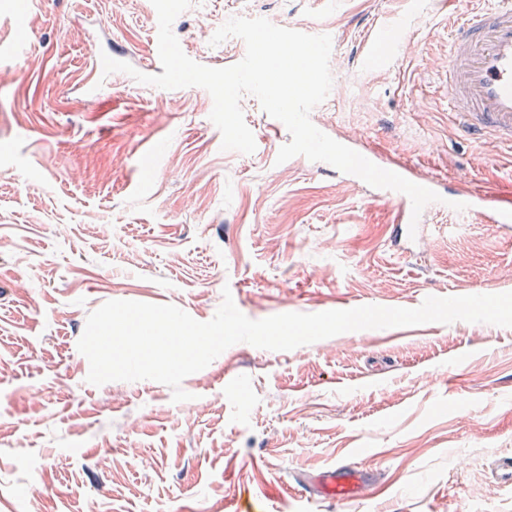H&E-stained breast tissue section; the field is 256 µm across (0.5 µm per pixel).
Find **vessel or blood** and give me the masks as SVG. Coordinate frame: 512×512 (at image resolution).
Instances as JSON below:
<instances>
[{"label":"vessel or blood","instance_id":"obj_1","mask_svg":"<svg viewBox=\"0 0 512 512\" xmlns=\"http://www.w3.org/2000/svg\"><path fill=\"white\" fill-rule=\"evenodd\" d=\"M448 110L463 133L495 137L512 148V0H496L493 8L470 17L453 13L448 17ZM365 158L377 166L395 172L418 185L437 189L432 177H415L405 164L385 160L373 150H364ZM375 201L397 205L394 240L405 242L406 253H413L419 239L410 238L412 213L410 199L403 193L374 188ZM445 200L466 204L468 213L483 215L493 224H512V198L491 197L477 192L451 190ZM370 489L366 472L345 464H336L317 473L308 488L310 495L339 502L364 497Z\"/></svg>","mask_w":512,"mask_h":512}]
</instances>
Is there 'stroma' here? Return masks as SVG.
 Listing matches in <instances>:
<instances>
[{
  "instance_id": "1",
  "label": "stroma",
  "mask_w": 512,
  "mask_h": 512,
  "mask_svg": "<svg viewBox=\"0 0 512 512\" xmlns=\"http://www.w3.org/2000/svg\"><path fill=\"white\" fill-rule=\"evenodd\" d=\"M192 0L184 53L242 60L225 17L332 38V89L310 113L338 141L476 191L512 192V151L464 136L448 112L445 0ZM408 18V49L366 60L370 32ZM151 0H0V512H512L493 468L512 455V328L456 321L342 333L290 351L227 348L186 377L87 382L77 349L110 300L175 305L209 321L230 289L248 318L426 297L512 292V227L438 208L424 254L395 257L397 207L266 144L288 141L244 95L257 148H221L200 87L103 75L122 49L144 71ZM373 474L348 503L304 499L338 464Z\"/></svg>"
}]
</instances>
